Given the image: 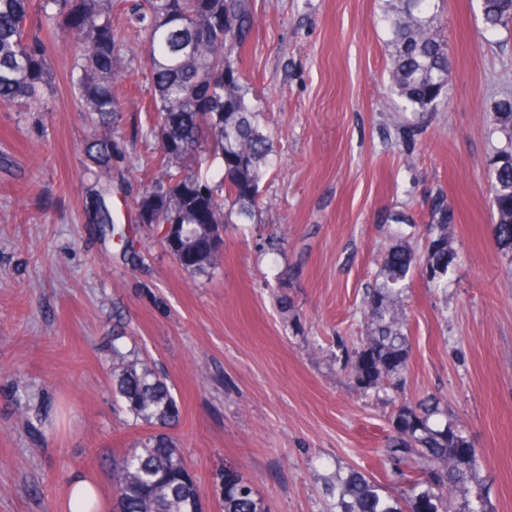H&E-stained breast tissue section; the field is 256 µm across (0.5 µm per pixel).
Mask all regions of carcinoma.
Here are the masks:
<instances>
[{"instance_id":"obj_1","label":"carcinoma","mask_w":512,"mask_h":512,"mask_svg":"<svg viewBox=\"0 0 512 512\" xmlns=\"http://www.w3.org/2000/svg\"><path fill=\"white\" fill-rule=\"evenodd\" d=\"M383 21L391 47L390 89L414 114V124L437 111L447 90L453 55L440 30L434 0H386ZM115 0H0V104L44 112L56 76L48 44L57 37L77 53L74 89L91 134L83 151L92 179L91 221L111 224L114 115L112 85L127 78L124 36L112 27ZM485 30L512 28V0H481ZM134 20L147 44L154 95L151 134L161 175L137 201L140 223L163 229L164 247L191 274L222 259L224 225L255 220L260 183L275 153L260 112L241 81L240 55L253 31L251 0H137ZM502 135L488 167L496 241L512 250V101L493 114ZM216 176H207L214 161ZM454 213L439 194L425 225L427 245L411 244L416 225L392 213L378 231L391 241L374 287L364 296L365 328L346 363L363 392L401 393L410 349L407 294L414 273L428 287H448L455 265ZM112 337L114 395L134 425L155 427L139 446L112 458L113 512H202L203 491L165 432L179 417L168 379L149 359L128 354ZM394 434L384 448L393 475L404 480L395 495L362 471L336 467L325 485L328 512H491L481 460L463 426L428 395L403 401L390 415ZM222 512H265L252 479L224 473Z\"/></svg>"}]
</instances>
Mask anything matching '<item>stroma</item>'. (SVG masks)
<instances>
[{"mask_svg": "<svg viewBox=\"0 0 512 512\" xmlns=\"http://www.w3.org/2000/svg\"><path fill=\"white\" fill-rule=\"evenodd\" d=\"M383 0H252L239 67L277 153L258 221L224 228L221 264L188 274L136 200L158 172L145 108L146 52L126 8L127 80L112 161L113 225L89 223L74 55L49 46L56 93L36 115L0 106V512H64L68 477H95L112 512V456L147 434L112 397V339L154 361L180 406L170 433L221 512L225 466L254 481L267 512H325L337 465L390 492L380 450L389 405L345 375L364 294L388 243L381 216L425 219L444 194L456 217L446 292L414 278L404 394L433 393L483 460L493 512H512V252L495 240L487 167L491 122L512 98V31L483 30L481 0H442L454 69L437 112L407 135L388 82ZM136 229L123 252L119 231ZM284 240L261 252L270 234ZM284 289L295 309L272 296Z\"/></svg>", "mask_w": 512, "mask_h": 512, "instance_id": "stroma-1", "label": "stroma"}]
</instances>
